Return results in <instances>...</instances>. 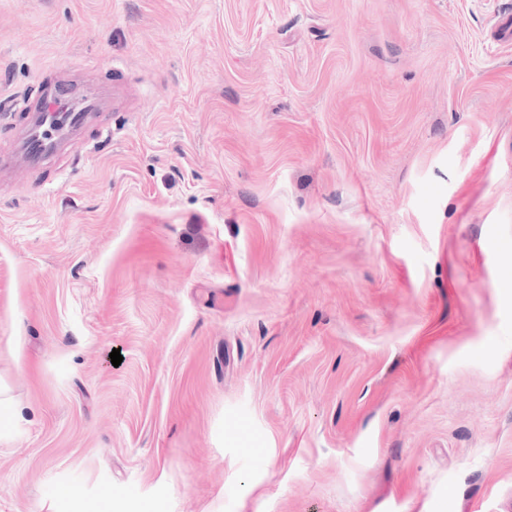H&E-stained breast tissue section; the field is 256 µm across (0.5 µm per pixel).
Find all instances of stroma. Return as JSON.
<instances>
[{"mask_svg": "<svg viewBox=\"0 0 512 512\" xmlns=\"http://www.w3.org/2000/svg\"><path fill=\"white\" fill-rule=\"evenodd\" d=\"M56 79L0 512H512V0H0V158Z\"/></svg>", "mask_w": 512, "mask_h": 512, "instance_id": "35a3bbf8", "label": "stroma"}]
</instances>
